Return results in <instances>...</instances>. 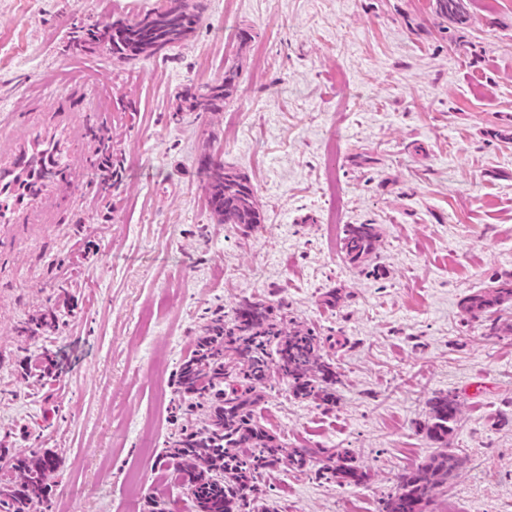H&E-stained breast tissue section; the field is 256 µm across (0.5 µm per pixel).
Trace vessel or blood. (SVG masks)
<instances>
[{
    "label": "vessel or blood",
    "mask_w": 512,
    "mask_h": 512,
    "mask_svg": "<svg viewBox=\"0 0 512 512\" xmlns=\"http://www.w3.org/2000/svg\"><path fill=\"white\" fill-rule=\"evenodd\" d=\"M80 138L77 123L63 112L13 135L9 153L0 156L1 224L42 223L61 189L86 178Z\"/></svg>",
    "instance_id": "vessel-or-blood-1"
}]
</instances>
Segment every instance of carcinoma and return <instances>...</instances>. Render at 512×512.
<instances>
[{
    "label": "carcinoma",
    "mask_w": 512,
    "mask_h": 512,
    "mask_svg": "<svg viewBox=\"0 0 512 512\" xmlns=\"http://www.w3.org/2000/svg\"><path fill=\"white\" fill-rule=\"evenodd\" d=\"M435 13L465 20L464 0H434ZM203 11L200 2L172 0L134 20L96 23L76 49L105 50L117 59L166 54L195 30ZM239 79L238 66L224 67L221 79L201 90H186L185 101L196 112H221ZM199 169L211 215L220 224H236L253 232L263 216L248 179L207 154ZM378 234L371 224H346L341 251L354 266L375 252ZM472 320L512 312V280L466 295L460 304ZM44 352L29 358L28 371L50 373ZM288 381L293 395L318 406L336 398V362L325 352L320 332L295 325L287 313L264 299H242L229 313L215 314L201 327L190 352L177 370L178 409L187 423L180 426L159 462L157 488L149 512H167L166 490L173 481L187 489L190 512H253L265 495L259 477L281 467L299 475L361 485L369 474L353 463L350 452L328 448H290L266 429L258 417L272 374ZM428 437L448 442L460 420L461 404L452 392L428 400ZM462 455L450 448L430 455L397 477L380 512H423L447 492L463 467ZM57 470L46 452L15 450L0 440V512H46V492Z\"/></svg>",
    "instance_id": "carcinoma-1"
}]
</instances>
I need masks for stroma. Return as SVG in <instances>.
I'll list each match as a JSON object with an SVG mask.
<instances>
[{"mask_svg":"<svg viewBox=\"0 0 512 512\" xmlns=\"http://www.w3.org/2000/svg\"><path fill=\"white\" fill-rule=\"evenodd\" d=\"M157 3L0 0V117L49 118L69 93L92 175L60 195L58 222L0 226V436L56 455L49 512H147L179 426V363L245 297L315 325L341 372L325 408L273 378L264 425L291 448L349 449L370 475L355 487L278 469L266 506L379 512L397 475L439 451L427 401L451 391L448 446L465 464L430 512H512V335L485 337L460 308L512 278V0H466L462 24L432 0H204L167 55L74 48L89 25ZM232 63L223 111H189L184 91ZM208 153L254 186L259 233L212 219ZM347 224L379 234L358 267ZM42 315L59 328L32 336ZM36 352L55 361L43 379L26 373Z\"/></svg>","mask_w":512,"mask_h":512,"instance_id":"1","label":"stroma"}]
</instances>
